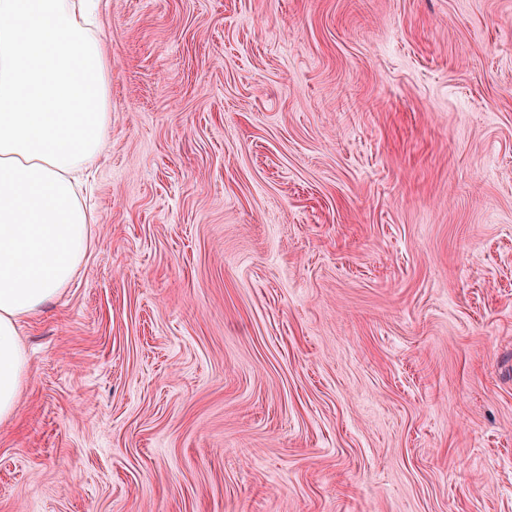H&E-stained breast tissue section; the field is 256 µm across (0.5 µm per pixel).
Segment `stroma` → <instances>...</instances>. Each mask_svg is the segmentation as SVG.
Listing matches in <instances>:
<instances>
[{
    "mask_svg": "<svg viewBox=\"0 0 512 512\" xmlns=\"http://www.w3.org/2000/svg\"><path fill=\"white\" fill-rule=\"evenodd\" d=\"M105 2L0 512H512V0Z\"/></svg>",
    "mask_w": 512,
    "mask_h": 512,
    "instance_id": "1",
    "label": "stroma"
}]
</instances>
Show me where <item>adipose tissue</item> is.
Listing matches in <instances>:
<instances>
[{
  "mask_svg": "<svg viewBox=\"0 0 512 512\" xmlns=\"http://www.w3.org/2000/svg\"><path fill=\"white\" fill-rule=\"evenodd\" d=\"M98 0H0V424L17 413L23 318L66 288L93 216L80 176L111 126V60Z\"/></svg>",
  "mask_w": 512,
  "mask_h": 512,
  "instance_id": "1",
  "label": "adipose tissue"
}]
</instances>
